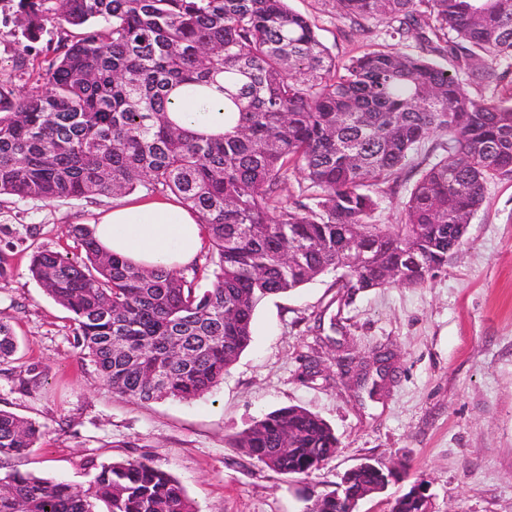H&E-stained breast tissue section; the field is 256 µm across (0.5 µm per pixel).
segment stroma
Masks as SVG:
<instances>
[{
	"label": "stroma",
	"mask_w": 512,
	"mask_h": 512,
	"mask_svg": "<svg viewBox=\"0 0 512 512\" xmlns=\"http://www.w3.org/2000/svg\"><path fill=\"white\" fill-rule=\"evenodd\" d=\"M319 40L345 62L391 45L383 24L360 31L332 0H288ZM58 32L31 42L0 4V84L27 92L52 57ZM24 67H17V60ZM419 145L392 188L377 193L370 221L397 224L413 184L440 151ZM112 199L0 198V320L20 349L0 364V409L38 423L44 435L20 470L88 485L101 464L141 459L175 477L201 512H303L309 497L333 490L362 459L405 462L409 474L362 501L359 512H388L413 478L429 485L431 512H512V174L490 179L462 245L425 285L386 286L354 295L322 275L263 300L249 346L211 392L192 400L143 403L114 394L83 359L69 312L29 271L33 248L79 256L73 224L90 225ZM41 232L30 238L29 225ZM389 352L390 376L375 396L357 385L359 368ZM37 365L40 384L26 385ZM300 406L335 431L339 447L311 476L268 469L227 442L265 414Z\"/></svg>",
	"instance_id": "obj_1"
}]
</instances>
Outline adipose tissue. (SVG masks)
Listing matches in <instances>:
<instances>
[{"label": "adipose tissue", "instance_id": "obj_1", "mask_svg": "<svg viewBox=\"0 0 512 512\" xmlns=\"http://www.w3.org/2000/svg\"><path fill=\"white\" fill-rule=\"evenodd\" d=\"M224 79L184 85L170 95L168 116L196 135L217 137L224 127ZM98 246L140 267L177 270L205 245L198 213L172 198H135L113 204L92 226Z\"/></svg>", "mask_w": 512, "mask_h": 512}]
</instances>
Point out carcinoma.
<instances>
[{
  "label": "carcinoma",
  "mask_w": 512,
  "mask_h": 512,
  "mask_svg": "<svg viewBox=\"0 0 512 512\" xmlns=\"http://www.w3.org/2000/svg\"><path fill=\"white\" fill-rule=\"evenodd\" d=\"M351 24L376 20L418 53L370 50L338 66L286 0H18L22 34L59 29L42 82L0 86V196L116 198L142 187L198 212L208 263L144 269L70 226L83 258L33 252L30 273L71 313L83 356L121 396L191 400L217 386L249 345L258 304L328 273L352 295L421 286L462 243L484 185L512 173V96L468 93L512 69V0H335ZM434 38H429L426 32ZM448 58V70L427 58ZM224 75L237 107L221 140L168 119L170 92ZM443 151L413 186L402 224L368 222L372 192L424 139ZM298 172L309 202L281 198ZM210 273L211 285L198 287ZM18 349L0 321V362ZM42 435L0 410V512H198L181 483L146 459L97 469L89 487L23 472ZM232 447L285 475L309 476L336 454L334 430L288 406L253 421ZM312 512H356L387 484L379 461L343 476ZM390 512H423L407 492Z\"/></svg>",
  "instance_id": "obj_1"
}]
</instances>
